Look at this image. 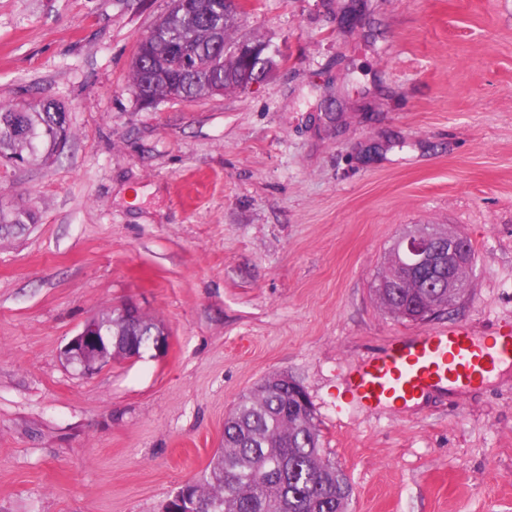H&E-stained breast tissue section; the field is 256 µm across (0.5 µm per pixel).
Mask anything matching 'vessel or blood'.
Returning a JSON list of instances; mask_svg holds the SVG:
<instances>
[{"label":"vessel or blood","instance_id":"vessel-or-blood-1","mask_svg":"<svg viewBox=\"0 0 512 512\" xmlns=\"http://www.w3.org/2000/svg\"><path fill=\"white\" fill-rule=\"evenodd\" d=\"M512 362V322L491 337L448 329L397 336L357 370L353 393L373 408L411 402L432 388L470 389L501 362Z\"/></svg>","mask_w":512,"mask_h":512}]
</instances>
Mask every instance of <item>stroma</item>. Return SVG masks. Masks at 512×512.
<instances>
[{"mask_svg": "<svg viewBox=\"0 0 512 512\" xmlns=\"http://www.w3.org/2000/svg\"><path fill=\"white\" fill-rule=\"evenodd\" d=\"M279 52L253 90L142 108L132 60L171 0H0V103L71 137L0 160V512H162L271 373L312 401L349 512H512V363L480 390L372 410L396 336L512 320V0H240ZM414 224L465 234L471 294L426 326L374 288ZM133 302L165 351L80 375L60 351ZM26 224H34V215L30 211L0 208V230L5 232L4 237L19 233L27 227Z\"/></svg>", "mask_w": 512, "mask_h": 512, "instance_id": "obj_1", "label": "stroma"}]
</instances>
